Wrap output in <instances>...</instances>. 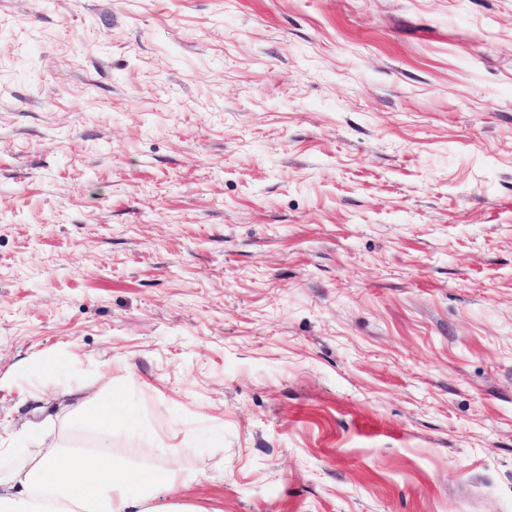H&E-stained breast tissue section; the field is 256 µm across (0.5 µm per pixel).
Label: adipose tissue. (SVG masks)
I'll list each match as a JSON object with an SVG mask.
<instances>
[{
	"label": "adipose tissue",
	"mask_w": 512,
	"mask_h": 512,
	"mask_svg": "<svg viewBox=\"0 0 512 512\" xmlns=\"http://www.w3.org/2000/svg\"><path fill=\"white\" fill-rule=\"evenodd\" d=\"M178 481L168 467H119L105 448L95 446L74 451L63 466L54 457H41L21 486L27 500L60 499L72 512H149L148 501Z\"/></svg>",
	"instance_id": "adipose-tissue-1"
}]
</instances>
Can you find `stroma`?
Segmentation results:
<instances>
[{"mask_svg": "<svg viewBox=\"0 0 512 512\" xmlns=\"http://www.w3.org/2000/svg\"><path fill=\"white\" fill-rule=\"evenodd\" d=\"M0 440L512 512V0H0ZM111 412L112 391L106 392L96 405L82 408L84 417L97 423L104 433L111 431L112 424L108 418Z\"/></svg>", "mask_w": 512, "mask_h": 512, "instance_id": "1", "label": "stroma"}]
</instances>
